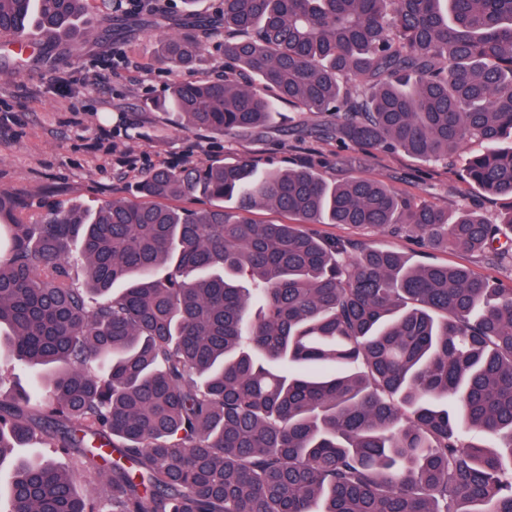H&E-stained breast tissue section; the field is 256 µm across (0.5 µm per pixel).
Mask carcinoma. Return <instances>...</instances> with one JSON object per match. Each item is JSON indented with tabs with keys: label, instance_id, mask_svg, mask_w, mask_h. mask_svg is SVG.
Masks as SVG:
<instances>
[{
	"label": "carcinoma",
	"instance_id": "carcinoma-1",
	"mask_svg": "<svg viewBox=\"0 0 512 512\" xmlns=\"http://www.w3.org/2000/svg\"><path fill=\"white\" fill-rule=\"evenodd\" d=\"M88 0H0V32L97 39ZM224 35V78L164 109L222 136L286 102L327 137L463 169L512 201V0H219L159 42L189 71ZM311 158L171 165L95 210L32 215L0 192V354L48 385L0 397L6 512H512V288L464 267L318 238L305 224L407 232L512 255V211L414 204ZM220 205L178 209L169 198ZM230 207H224V204ZM270 206L292 224H255ZM86 484V491L78 488ZM11 457L24 459L52 458L61 467L68 468L70 466L69 459L62 454L54 453L53 448H38L35 446L13 448Z\"/></svg>",
	"mask_w": 512,
	"mask_h": 512
}]
</instances>
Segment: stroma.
<instances>
[{"label": "stroma", "mask_w": 512, "mask_h": 512, "mask_svg": "<svg viewBox=\"0 0 512 512\" xmlns=\"http://www.w3.org/2000/svg\"><path fill=\"white\" fill-rule=\"evenodd\" d=\"M161 3L166 25H154L151 8L134 16L116 14L108 36L59 54L54 68L38 59L20 60L9 74H0V190L42 213L68 201L97 206L109 193L134 190L147 171L171 161L230 163L248 154L279 169L315 154L326 158L322 174L331 182L363 175L412 202L451 210L474 205L491 218L505 208V200L471 189L461 177L466 157L479 149L475 142L465 144L450 166L424 165L402 154L337 148L318 133L323 116L286 106L253 133L214 137L182 130L155 107L180 74L154 64L153 53L159 39L182 32L186 6L183 0ZM309 230L396 250L415 264L464 265L512 288L508 259L429 251L411 234L348 224H313Z\"/></svg>", "instance_id": "35a3bbf8"}]
</instances>
